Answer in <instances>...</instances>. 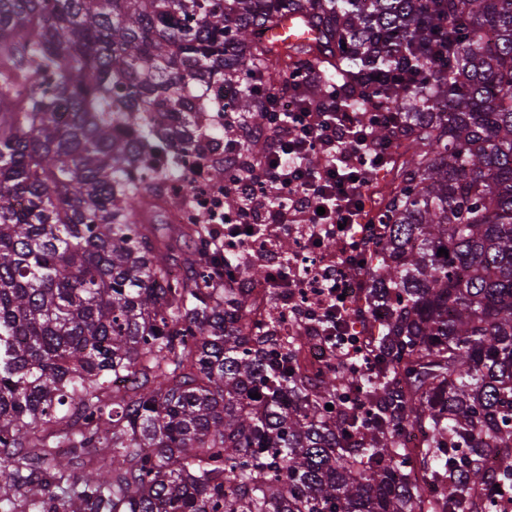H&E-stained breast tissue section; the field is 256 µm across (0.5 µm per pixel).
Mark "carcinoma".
<instances>
[{"mask_svg":"<svg viewBox=\"0 0 512 512\" xmlns=\"http://www.w3.org/2000/svg\"><path fill=\"white\" fill-rule=\"evenodd\" d=\"M288 13L311 42L257 39ZM320 58L342 111L382 100L399 133L374 138L409 144L362 267L378 363L311 382L306 337L255 343L209 216L178 259L142 213L224 140L200 120L224 107L190 86L234 78L233 110L260 126L254 84H279L259 65ZM373 71L399 80L372 87ZM497 452L512 454V0H0V512H497L475 496L512 489Z\"/></svg>","mask_w":512,"mask_h":512,"instance_id":"carcinoma-1","label":"carcinoma"}]
</instances>
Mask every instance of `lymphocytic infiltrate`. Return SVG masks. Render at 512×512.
I'll return each instance as SVG.
<instances>
[{"mask_svg":"<svg viewBox=\"0 0 512 512\" xmlns=\"http://www.w3.org/2000/svg\"><path fill=\"white\" fill-rule=\"evenodd\" d=\"M254 90L265 103V149L233 180L238 215L263 223L266 234L279 238L288 226L303 222L319 236L337 227L352 232L361 223L369 185L389 159L390 142L371 136L376 124L386 122L385 113L337 111L345 89L336 83L317 105L294 111L282 110L278 94L263 85ZM270 182L279 186L281 203L267 201Z\"/></svg>","mask_w":512,"mask_h":512,"instance_id":"obj_1","label":"lymphocytic infiltrate"}]
</instances>
